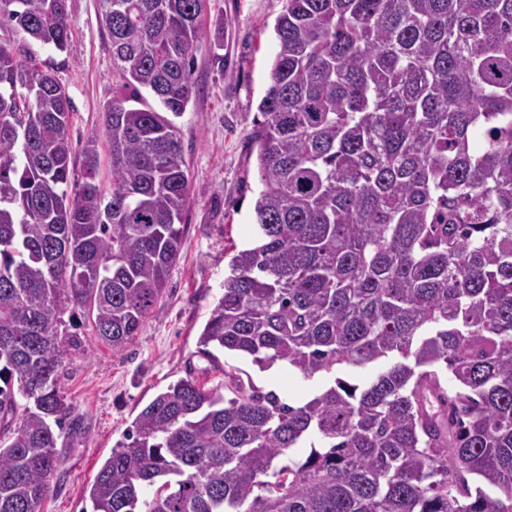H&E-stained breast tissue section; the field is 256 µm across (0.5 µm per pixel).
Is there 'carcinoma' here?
<instances>
[{
  "label": "carcinoma",
  "instance_id": "carcinoma-1",
  "mask_svg": "<svg viewBox=\"0 0 512 512\" xmlns=\"http://www.w3.org/2000/svg\"><path fill=\"white\" fill-rule=\"evenodd\" d=\"M67 2L0 0V28L70 52ZM204 2L99 0L121 85L81 183L65 89L0 45V512H41L86 432L65 311L121 351L165 293ZM274 34L252 240L198 344L320 385L292 405L227 361L226 395L180 379L93 512H512V0H285Z\"/></svg>",
  "mask_w": 512,
  "mask_h": 512
}]
</instances>
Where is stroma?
Masks as SVG:
<instances>
[{"label":"stroma","mask_w":512,"mask_h":512,"mask_svg":"<svg viewBox=\"0 0 512 512\" xmlns=\"http://www.w3.org/2000/svg\"><path fill=\"white\" fill-rule=\"evenodd\" d=\"M284 0H207L193 78L197 97L175 120L190 179L182 245L163 298L123 351L96 338L89 320L64 314L83 350L65 358L62 392L83 415L87 432L68 441L65 462L51 482L42 512H91L85 492L113 444L158 392L185 377L205 388L224 382L198 347V336L221 293L235 247L252 234V200L258 180L250 153L257 106L270 82L273 26ZM71 52L33 46L39 67L52 68L70 97L73 177H82L84 148L104 140V110L120 80L108 35L99 24L98 0H69ZM224 44L216 46V22ZM251 371L257 386L299 401L311 382L277 367Z\"/></svg>","instance_id":"1"}]
</instances>
